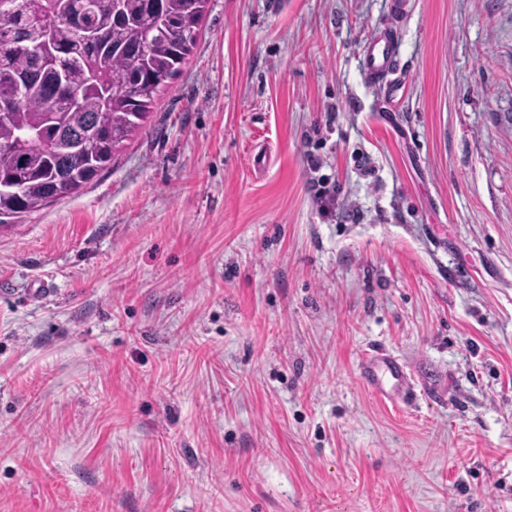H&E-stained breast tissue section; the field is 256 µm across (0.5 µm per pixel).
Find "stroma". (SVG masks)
I'll use <instances>...</instances> for the list:
<instances>
[{
	"label": "stroma",
	"mask_w": 512,
	"mask_h": 512,
	"mask_svg": "<svg viewBox=\"0 0 512 512\" xmlns=\"http://www.w3.org/2000/svg\"><path fill=\"white\" fill-rule=\"evenodd\" d=\"M406 2L387 104L392 0H209L111 167L0 227V512H512V0ZM404 11L402 3H395L390 10L389 23L376 32L364 45L362 66L373 83L384 82L388 97L394 100L402 88V78L397 65L396 24ZM363 385L372 393L393 405H409L414 388L405 365L395 356L381 350L364 355L359 362Z\"/></svg>",
	"instance_id": "stroma-1"
}]
</instances>
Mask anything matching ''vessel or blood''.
<instances>
[{"mask_svg":"<svg viewBox=\"0 0 512 512\" xmlns=\"http://www.w3.org/2000/svg\"><path fill=\"white\" fill-rule=\"evenodd\" d=\"M404 10L397 0L390 10L388 23L364 45L362 66L367 78L384 83L389 98H396L403 83L397 65L396 25ZM360 379L372 393L391 404H410L414 389L405 365L395 356L375 351L359 362Z\"/></svg>","mask_w":512,"mask_h":512,"instance_id":"1","label":"vessel or blood"}]
</instances>
